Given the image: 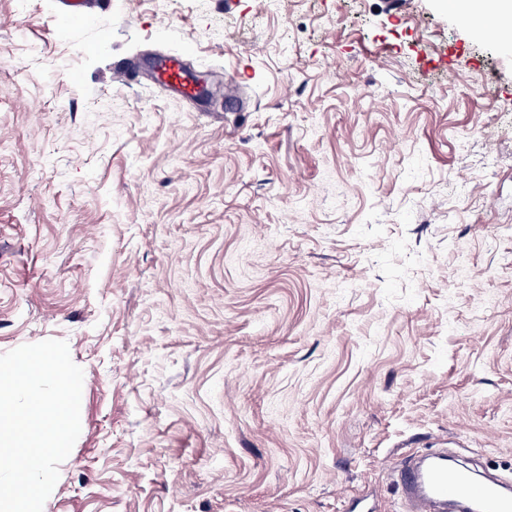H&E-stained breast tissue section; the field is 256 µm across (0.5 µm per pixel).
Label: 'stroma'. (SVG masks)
<instances>
[{"label": "stroma", "instance_id": "35a3bbf8", "mask_svg": "<svg viewBox=\"0 0 512 512\" xmlns=\"http://www.w3.org/2000/svg\"><path fill=\"white\" fill-rule=\"evenodd\" d=\"M503 224L512 46L445 0H0V354L84 371L45 512H405L435 448L512 477ZM155 73L159 81L180 97L195 99L200 92V85L187 74L176 56L161 59L155 66Z\"/></svg>", "mask_w": 512, "mask_h": 512}]
</instances>
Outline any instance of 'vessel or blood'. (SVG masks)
<instances>
[{
  "label": "vessel or blood",
  "mask_w": 512,
  "mask_h": 512,
  "mask_svg": "<svg viewBox=\"0 0 512 512\" xmlns=\"http://www.w3.org/2000/svg\"><path fill=\"white\" fill-rule=\"evenodd\" d=\"M156 77L172 92L186 99L196 98L198 82L170 55L155 66ZM393 481L405 498L408 512H512V485L499 480H481L469 470L449 464L448 455L434 451L402 463Z\"/></svg>",
  "instance_id": "b4317fda"
}]
</instances>
